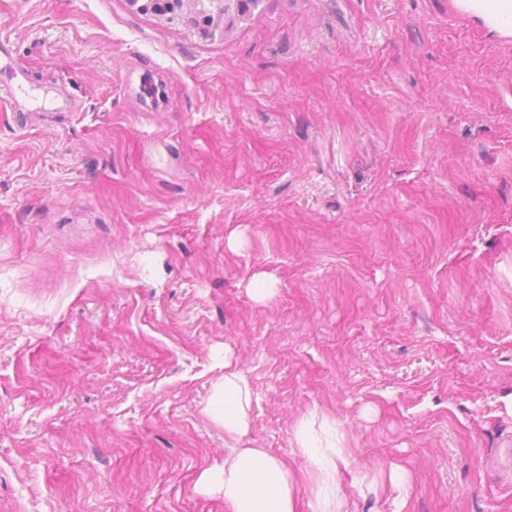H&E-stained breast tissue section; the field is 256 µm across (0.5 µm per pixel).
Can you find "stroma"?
I'll use <instances>...</instances> for the list:
<instances>
[{
    "instance_id": "35a3bbf8",
    "label": "stroma",
    "mask_w": 512,
    "mask_h": 512,
    "mask_svg": "<svg viewBox=\"0 0 512 512\" xmlns=\"http://www.w3.org/2000/svg\"><path fill=\"white\" fill-rule=\"evenodd\" d=\"M0 39L77 105L0 101V512H224L202 472L314 409L350 512H512V37L455 0H262L221 41L0 0ZM251 391L242 372L231 370V362L224 358V377L216 382L207 406V413L224 435L232 440L241 438L249 428Z\"/></svg>"
}]
</instances>
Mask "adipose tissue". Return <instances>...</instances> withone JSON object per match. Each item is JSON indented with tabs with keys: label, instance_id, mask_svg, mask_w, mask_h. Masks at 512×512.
I'll use <instances>...</instances> for the list:
<instances>
[{
	"label": "adipose tissue",
	"instance_id": "ef3b65f1",
	"mask_svg": "<svg viewBox=\"0 0 512 512\" xmlns=\"http://www.w3.org/2000/svg\"><path fill=\"white\" fill-rule=\"evenodd\" d=\"M459 9L481 20L489 31L512 33V0H457ZM251 391L242 372L225 370L208 402L211 419L236 440L249 428ZM316 413L301 418L294 430L298 451L308 463L297 468L261 448H235L223 466L203 472L200 482L224 497L225 512H296V491L304 489L319 512H348L338 477L348 467L346 448H324L313 433Z\"/></svg>",
	"mask_w": 512,
	"mask_h": 512
}]
</instances>
